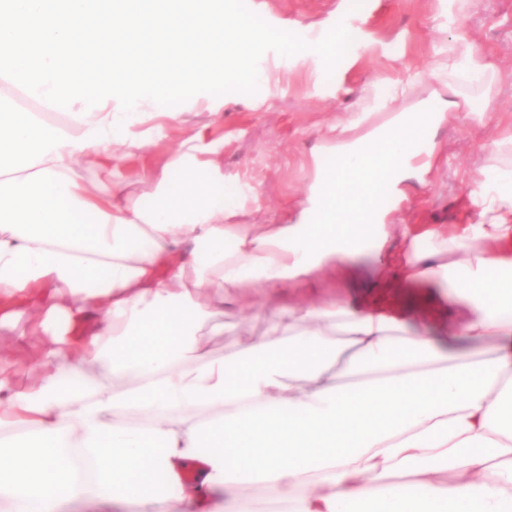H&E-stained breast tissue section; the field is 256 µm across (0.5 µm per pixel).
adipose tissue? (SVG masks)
Listing matches in <instances>:
<instances>
[{
	"mask_svg": "<svg viewBox=\"0 0 512 512\" xmlns=\"http://www.w3.org/2000/svg\"><path fill=\"white\" fill-rule=\"evenodd\" d=\"M0 79V322L35 307L55 315L58 291L95 301L46 356L52 372L26 389L0 364V500L8 512H60L62 502L117 499L165 512H216V488L249 483L284 512H512V165L472 182L465 224H394L405 187L427 165L443 112H397L350 138L284 224H239L244 191L225 180L224 140L182 141L154 193L132 202L89 186L87 164L149 160V135L116 141L115 100L75 128L6 98ZM385 183L389 208L365 205ZM386 255L374 287L460 282L465 308L321 299L279 302L321 273L356 282L360 257ZM261 287L262 338L212 357L200 323L243 289ZM435 334L407 331L419 315ZM493 339L492 357L473 348ZM133 379L117 391L110 381ZM198 421H182L183 413ZM147 415L144 426L125 415ZM452 470L453 483L439 479ZM408 480H400V473Z\"/></svg>",
	"mask_w": 512,
	"mask_h": 512,
	"instance_id": "ef3b65f1",
	"label": "adipose tissue"
}]
</instances>
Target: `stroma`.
<instances>
[{
	"instance_id": "stroma-1",
	"label": "stroma",
	"mask_w": 512,
	"mask_h": 512,
	"mask_svg": "<svg viewBox=\"0 0 512 512\" xmlns=\"http://www.w3.org/2000/svg\"><path fill=\"white\" fill-rule=\"evenodd\" d=\"M266 23L299 36L326 34L344 23L353 38L347 53L328 77L310 61H288L269 51L259 64L266 71L255 94L237 92L206 105L185 101L183 121L167 125L148 122L157 147L154 169H161L183 138L201 125L223 136L219 157L226 180L253 188L238 221L275 224L296 205L315 180L322 164L314 147L327 144L330 129L346 127L348 136L363 134L391 113L423 99L439 101L449 91L481 103L487 112H467L444 125L430 158L426 183L414 187L408 207L397 214L399 224H458L471 211L469 176L495 160L512 159V150L496 151L495 143L512 130V0H473L457 23L448 21L447 0H246ZM491 56L496 65L490 89L452 76L450 53L458 36ZM95 186L116 182L122 197L152 191L154 180L142 177L134 158L115 160L111 171L95 167L83 172ZM245 298L225 307L231 331L202 334L213 357L230 355L241 344L257 340L262 321L243 313ZM29 319L0 324V347L14 365L11 383L22 389L51 371L42 352L55 343V323L38 336L27 333Z\"/></svg>"
}]
</instances>
